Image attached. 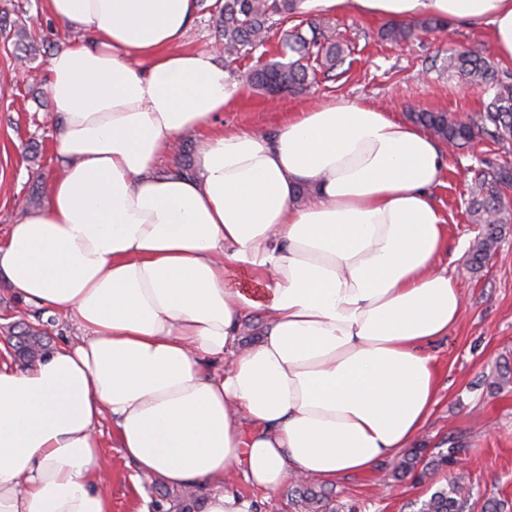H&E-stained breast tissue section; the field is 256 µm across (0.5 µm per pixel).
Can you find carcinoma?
<instances>
[{"label": "carcinoma", "mask_w": 512, "mask_h": 512, "mask_svg": "<svg viewBox=\"0 0 512 512\" xmlns=\"http://www.w3.org/2000/svg\"><path fill=\"white\" fill-rule=\"evenodd\" d=\"M301 0H215L212 12L218 41L226 61L264 45L267 33L277 21L299 13ZM432 28V21L392 23L384 35L392 42H405L419 30ZM345 49L336 41L330 29L316 21L296 26L288 31L277 58L266 61L246 75L247 84L267 95L285 96L309 89L316 83L317 74L333 71L344 60ZM442 70L465 80L486 96L483 112L478 119L463 120L450 112H415L412 119L430 129L452 148H463L476 137L494 142L512 140V75L497 71L479 46L452 50L443 60ZM512 188V164L489 159L479 160L473 169L468 212L474 224L482 226L471 247L469 267L481 269L496 249L502 225L509 223L504 204L505 192ZM424 449L413 448L394 468V477L411 478L420 482L430 469L448 467L455 463L461 449L452 446L441 450L429 462H424ZM295 503L300 512H318L315 505L325 501L324 490L315 484L302 482L295 488ZM467 491L461 478L453 476L448 484L420 501L417 512H465Z\"/></svg>", "instance_id": "carcinoma-1"}]
</instances>
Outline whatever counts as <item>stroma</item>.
I'll return each instance as SVG.
<instances>
[{
  "instance_id": "35a3bbf8",
  "label": "stroma",
  "mask_w": 512,
  "mask_h": 512,
  "mask_svg": "<svg viewBox=\"0 0 512 512\" xmlns=\"http://www.w3.org/2000/svg\"><path fill=\"white\" fill-rule=\"evenodd\" d=\"M312 17L305 10L278 23L263 47L232 64L230 79L239 95L214 117L217 127L260 130L273 137L289 113L334 98L379 104L404 120L422 110L452 112L463 119L480 112L479 92L442 73L441 65L451 49L491 46L487 27L448 22L396 44L381 37L383 19L347 10L328 16L337 40L348 47L345 62L331 76L319 77L311 90L285 98L252 90L245 81L247 71L277 55L284 33ZM76 37L44 12L42 0H0L1 237L21 214L43 205L62 170L56 147L60 123L50 117L47 63ZM32 41L39 52L24 56ZM21 57L26 60L22 66L17 63ZM485 157L512 163V141L495 143L481 136L450 153L443 183L435 191L448 216V249L440 264L459 284L464 313L447 336L429 346L440 370L439 402L414 445L431 454L453 444L466 447L473 460L463 474L470 489L468 512H485L491 499L500 512H512V384H493L499 364L512 363V223L505 226L484 267L477 272L468 268L470 246L481 231L466 213L470 170ZM23 328L38 336L39 355L78 333L71 321L45 317L0 280V361L20 368L30 364V357L17 351V334ZM102 454L111 466L105 487L111 512H154L158 506L163 512H190L196 505V498L185 497L183 489L139 477L120 449L106 447ZM394 464L387 457L366 473L334 482L339 512H413L414 501L447 484L444 471L416 485L393 479Z\"/></svg>"
}]
</instances>
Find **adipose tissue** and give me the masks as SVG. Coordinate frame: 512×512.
I'll list each match as a JSON object with an SVG mask.
<instances>
[{
	"instance_id": "adipose-tissue-1",
	"label": "adipose tissue",
	"mask_w": 512,
	"mask_h": 512,
	"mask_svg": "<svg viewBox=\"0 0 512 512\" xmlns=\"http://www.w3.org/2000/svg\"><path fill=\"white\" fill-rule=\"evenodd\" d=\"M303 7L483 24L512 60V0ZM43 8L82 34L48 60L63 174L0 239V278L81 334L0 368V512H110L106 418L139 473L204 490L198 512H255L215 489L233 469L271 494L408 448L438 402L426 347L463 314L439 265V141L343 98L272 138L210 128L238 88L213 52L179 48L198 0ZM193 133L194 175L160 174ZM253 313L264 330L244 348Z\"/></svg>"
}]
</instances>
